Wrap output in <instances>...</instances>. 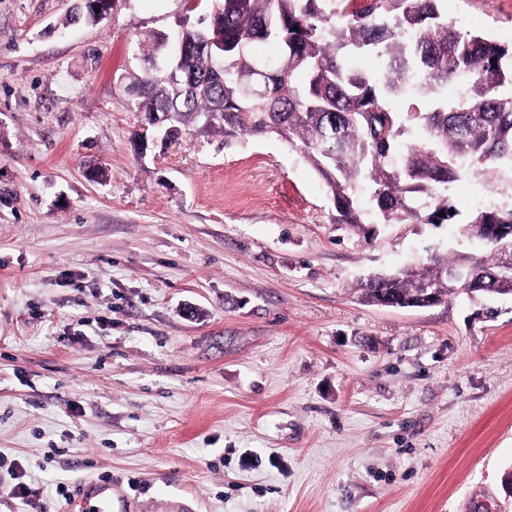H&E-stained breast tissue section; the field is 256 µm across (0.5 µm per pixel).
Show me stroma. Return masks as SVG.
<instances>
[{
	"instance_id": "35a3bbf8",
	"label": "stroma",
	"mask_w": 512,
	"mask_h": 512,
	"mask_svg": "<svg viewBox=\"0 0 512 512\" xmlns=\"http://www.w3.org/2000/svg\"><path fill=\"white\" fill-rule=\"evenodd\" d=\"M214 0H0V512H512V296L364 303L369 278L512 207V176L448 189L449 224H335L273 134L138 157L141 42ZM512 47V0H445ZM33 487L27 499L9 489ZM78 499L86 503V509L90 512H112V480L99 479L81 486L78 489Z\"/></svg>"
}]
</instances>
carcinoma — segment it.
I'll use <instances>...</instances> for the list:
<instances>
[{"instance_id": "carcinoma-1", "label": "carcinoma", "mask_w": 512, "mask_h": 512, "mask_svg": "<svg viewBox=\"0 0 512 512\" xmlns=\"http://www.w3.org/2000/svg\"><path fill=\"white\" fill-rule=\"evenodd\" d=\"M351 2L218 0L200 24L219 22L224 57L194 47L175 70L166 48L175 38L195 43L198 28L148 37V67L129 82L138 89L135 108L143 119L172 113V142L218 129L226 138L274 133L299 144L326 183L337 224H365L373 213L383 224H448L455 217L448 184L470 173L491 181L512 172V48L457 27L444 0ZM260 42L277 46L276 63L258 55ZM356 57L374 59L377 68ZM241 76L265 94L242 95ZM450 81L465 83L463 98L444 97ZM393 96L430 97L435 107L403 114L390 105ZM411 125L420 142L393 168L388 159ZM361 181L371 186L367 201L357 192ZM469 223L512 225V207L477 209ZM487 249L484 258L434 256L426 267L369 279L360 297L419 307L424 288L448 295L451 270L468 275V299L498 295L512 279V252L492 243Z\"/></svg>"}]
</instances>
